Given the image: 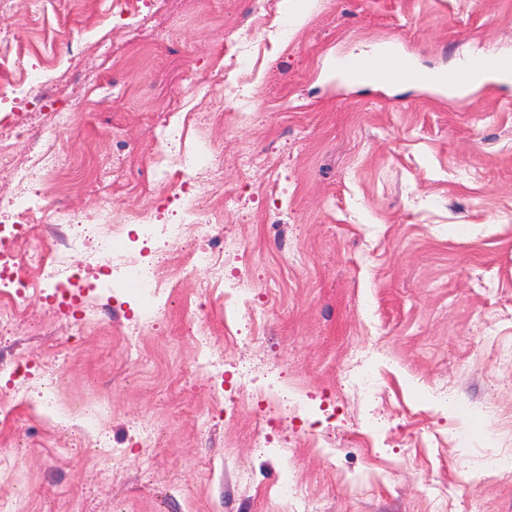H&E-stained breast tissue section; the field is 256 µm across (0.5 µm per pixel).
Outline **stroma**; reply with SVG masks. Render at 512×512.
Returning a JSON list of instances; mask_svg holds the SVG:
<instances>
[{"label":"stroma","mask_w":512,"mask_h":512,"mask_svg":"<svg viewBox=\"0 0 512 512\" xmlns=\"http://www.w3.org/2000/svg\"><path fill=\"white\" fill-rule=\"evenodd\" d=\"M157 0L141 24L100 27L110 56L80 58L93 80L80 99L78 157L120 168L126 187L101 201L73 196L114 219L169 186L140 171L143 151L175 99L196 104L188 77L224 56L250 0ZM287 40L270 39L257 69L271 92L252 123L201 121L190 140L224 159L221 190L239 203L213 225L226 281L245 288L256 318L224 339V291L202 312L177 297L130 360L123 335L141 307L136 289L70 286L81 303L47 291L24 324L0 331V356L31 369L54 364L111 414L100 427L122 458L92 459L69 422L48 432L0 421V485L27 487L25 512H281L278 486L295 480L317 512H437L434 489L459 512H512V83L464 97L438 89L353 87L339 59L396 41L427 71L473 56L512 57V0H278ZM172 47L153 50L156 32ZM262 167L242 172L240 145ZM106 336L58 351L83 306ZM207 336L221 377L195 374L196 336ZM368 358L369 395L336 398L340 365ZM297 389L300 413L278 402L260 417L252 381ZM493 403L491 413L480 403ZM162 427L154 447L142 426ZM464 431L458 441L456 431ZM334 433L335 448L301 432ZM272 447L259 455L257 433Z\"/></svg>","instance_id":"stroma-1"}]
</instances>
